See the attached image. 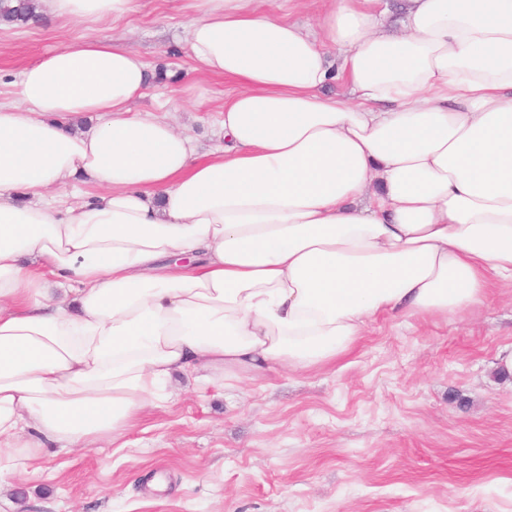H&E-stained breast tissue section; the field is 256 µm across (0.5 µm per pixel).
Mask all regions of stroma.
<instances>
[{
    "instance_id": "35a3bbf8",
    "label": "stroma",
    "mask_w": 512,
    "mask_h": 512,
    "mask_svg": "<svg viewBox=\"0 0 512 512\" xmlns=\"http://www.w3.org/2000/svg\"><path fill=\"white\" fill-rule=\"evenodd\" d=\"M180 0H139L112 21L0 28V96L61 44L100 37L139 51L208 149L232 82L202 79L174 41ZM512 287L461 316H379L325 367L175 376L171 402L102 447H50L39 477L0 482V512H512Z\"/></svg>"
}]
</instances>
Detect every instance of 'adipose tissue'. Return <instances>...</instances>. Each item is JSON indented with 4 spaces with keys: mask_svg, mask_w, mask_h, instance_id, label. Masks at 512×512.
<instances>
[{
    "mask_svg": "<svg viewBox=\"0 0 512 512\" xmlns=\"http://www.w3.org/2000/svg\"><path fill=\"white\" fill-rule=\"evenodd\" d=\"M198 75L237 85L199 152L134 111L140 53L81 39L0 101V480L89 448L174 374L326 364L367 319L512 285V0H184ZM137 0H36L61 21ZM344 83L351 98L323 96ZM69 186L79 200L48 198Z\"/></svg>",
    "mask_w": 512,
    "mask_h": 512,
    "instance_id": "1",
    "label": "adipose tissue"
}]
</instances>
